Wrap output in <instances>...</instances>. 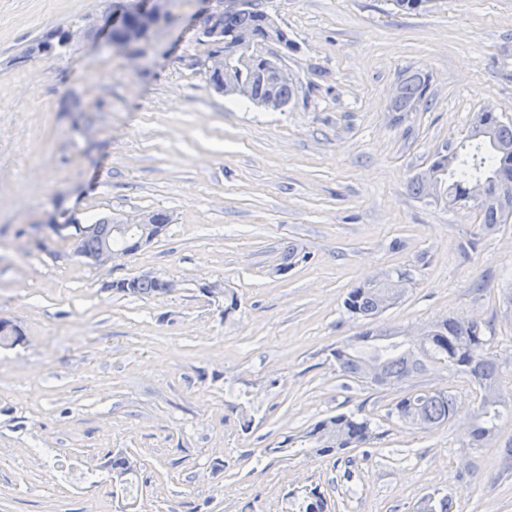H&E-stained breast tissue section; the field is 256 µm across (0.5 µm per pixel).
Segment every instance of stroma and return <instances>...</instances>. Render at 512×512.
I'll return each instance as SVG.
<instances>
[{
    "label": "stroma",
    "mask_w": 512,
    "mask_h": 512,
    "mask_svg": "<svg viewBox=\"0 0 512 512\" xmlns=\"http://www.w3.org/2000/svg\"><path fill=\"white\" fill-rule=\"evenodd\" d=\"M115 0H0V512H296L319 487L329 512H414L439 491L452 512H512L500 440L470 445L478 401L439 365L405 387L347 379L332 356L360 333L347 291L405 271L413 286L377 319L416 332L477 318L512 395V222L415 197L411 179L475 112L512 121V0H260L297 43L296 97L273 111L230 100L203 68L205 16L222 0H167L140 39L110 44ZM75 37L51 53L36 42ZM428 73V108L395 120L405 72ZM164 211V233L99 266L46 226ZM307 254L286 273L288 248ZM150 271L170 293L114 281ZM240 302L224 313L223 290ZM442 390L448 423L389 417L405 392ZM377 436L324 457L277 452L339 413ZM250 428H243V420ZM135 464L136 499L106 464Z\"/></svg>",
    "instance_id": "1"
}]
</instances>
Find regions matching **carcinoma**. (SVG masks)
I'll return each instance as SVG.
<instances>
[{"mask_svg": "<svg viewBox=\"0 0 512 512\" xmlns=\"http://www.w3.org/2000/svg\"><path fill=\"white\" fill-rule=\"evenodd\" d=\"M247 31L259 41L271 34L281 35L279 45L283 56L296 49L295 42L269 17L254 6L224 16L221 33L236 34ZM265 59L255 57L248 63L235 59L225 67L233 70L238 83L249 88L247 100L263 105L269 94H274L281 106H287L296 94V84L271 88L261 82L257 72ZM429 76L419 70L406 74L401 81L400 97L392 108L406 113L413 104L426 98ZM439 180L448 205L468 207V191L480 185L488 201L476 206L487 231H494L512 219V208L503 209L495 202L500 185L512 183V123L504 122L491 109L475 114L470 129L457 145L435 160L410 183L411 193L418 198L427 197L428 179ZM80 237L79 255L94 259L102 246L110 241L114 247H124L130 253L137 251L133 236L136 225L122 224L110 217L82 227L74 225ZM407 273L397 277L387 274L375 282L359 284L349 289L343 305L350 317L372 322L388 308L397 304L410 288ZM112 288L125 295L149 296L170 292L157 276H134L112 282ZM340 373L356 381L376 387H391L426 372L436 364H443L467 376L481 391L477 408L470 417L468 437L480 448L501 435L512 424V398L499 387L500 363L487 352L482 326L474 319L446 317L427 325V331L417 341L400 337L397 333L369 329L334 350ZM455 415L453 398L442 391L414 392L398 400L389 412L405 425L429 430L447 423ZM374 438L370 419L354 413H341L317 421L302 435H289L279 445L286 451L293 444H307L320 456L358 448ZM134 464L126 456L116 455L110 461L112 477L121 481L131 474ZM299 512H327L328 504L317 488L306 492L298 502ZM448 496L429 493L423 496L417 512H451Z\"/></svg>", "mask_w": 512, "mask_h": 512, "instance_id": "1", "label": "carcinoma"}]
</instances>
